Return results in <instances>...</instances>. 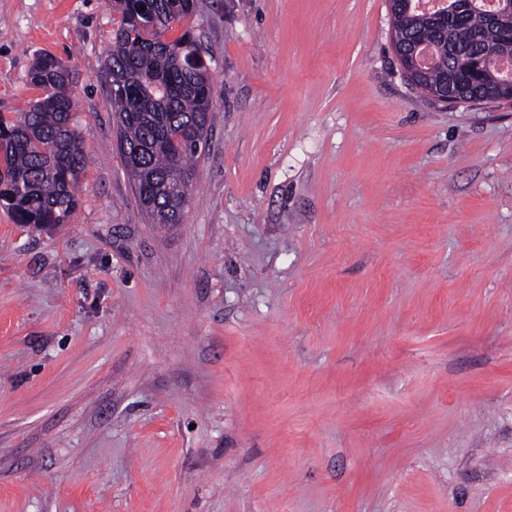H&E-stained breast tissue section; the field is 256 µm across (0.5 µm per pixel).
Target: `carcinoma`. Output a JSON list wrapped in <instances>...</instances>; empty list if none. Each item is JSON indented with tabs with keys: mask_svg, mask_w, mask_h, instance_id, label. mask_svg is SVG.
Segmentation results:
<instances>
[{
	"mask_svg": "<svg viewBox=\"0 0 512 512\" xmlns=\"http://www.w3.org/2000/svg\"><path fill=\"white\" fill-rule=\"evenodd\" d=\"M120 13L112 48L104 61L107 83H118L109 97L118 117L123 162L136 197L153 224H178L186 201L172 177L187 188L207 138L213 112L212 79L207 67H184L182 46L199 48L192 27L173 40V25L196 16L198 0H114ZM466 14L436 29L431 19L393 0V43L410 50L413 38L436 47L433 69L417 87L427 96L448 85L467 103L512 97L503 84L498 58L512 59V43L482 15V4L458 0ZM29 83L43 97L15 117L0 114V205L17 224L35 229L69 221L79 205L78 184L88 161L82 135L73 122V74L66 61L38 55Z\"/></svg>",
	"mask_w": 512,
	"mask_h": 512,
	"instance_id": "carcinoma-1",
	"label": "carcinoma"
}]
</instances>
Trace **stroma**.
<instances>
[{
  "label": "stroma",
  "mask_w": 512,
  "mask_h": 512,
  "mask_svg": "<svg viewBox=\"0 0 512 512\" xmlns=\"http://www.w3.org/2000/svg\"><path fill=\"white\" fill-rule=\"evenodd\" d=\"M216 112L140 208L112 0H0V113L67 61L69 223L0 209V512H512V103L403 76L388 0H200Z\"/></svg>",
  "instance_id": "35a3bbf8"
}]
</instances>
